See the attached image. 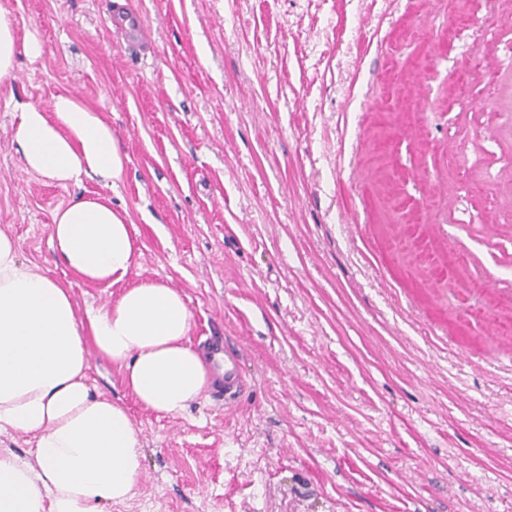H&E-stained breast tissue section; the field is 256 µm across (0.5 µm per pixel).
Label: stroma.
<instances>
[{
    "instance_id": "35a3bbf8",
    "label": "stroma",
    "mask_w": 512,
    "mask_h": 512,
    "mask_svg": "<svg viewBox=\"0 0 512 512\" xmlns=\"http://www.w3.org/2000/svg\"><path fill=\"white\" fill-rule=\"evenodd\" d=\"M140 15L128 46L114 9ZM0 232L104 195L137 225L129 282L162 281L192 343L242 350L236 409L145 410L111 512H512V6L503 0H0ZM75 92L127 157L113 187L29 172L15 114ZM78 309L119 288L54 271ZM22 51L32 59L40 57L43 46L34 37L25 38L21 46L17 42L15 29L9 14L0 9V84L4 85L14 78L16 55ZM111 23L124 30L129 44L132 46H146L149 43L150 32L141 18L127 16L124 18H113Z\"/></svg>"
}]
</instances>
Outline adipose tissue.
<instances>
[{
	"label": "adipose tissue",
	"mask_w": 512,
	"mask_h": 512,
	"mask_svg": "<svg viewBox=\"0 0 512 512\" xmlns=\"http://www.w3.org/2000/svg\"><path fill=\"white\" fill-rule=\"evenodd\" d=\"M38 58L33 37L17 40L0 9V84L17 54ZM14 138L27 169L60 185L123 177L111 125L70 92L51 111L20 108ZM52 253L89 283L122 285L113 301L77 310L48 268L20 259L0 232V434L34 438L33 461L0 448V512H104L130 500L143 468L140 429L128 411L89 382V355L116 366L145 409L181 416L212 378L190 343L185 296L167 284L127 278L141 255L139 230L109 197L69 199L48 227Z\"/></svg>",
	"instance_id": "adipose-tissue-1"
}]
</instances>
